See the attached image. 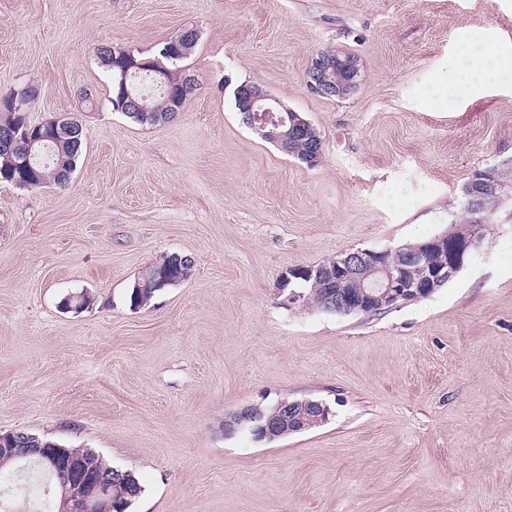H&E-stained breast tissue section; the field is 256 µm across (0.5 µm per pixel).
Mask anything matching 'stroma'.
<instances>
[{"mask_svg":"<svg viewBox=\"0 0 512 512\" xmlns=\"http://www.w3.org/2000/svg\"><path fill=\"white\" fill-rule=\"evenodd\" d=\"M192 27L178 118L113 111L100 46L152 56ZM512 56V0H0V93L80 119L69 186L0 183V432L128 469L132 512H512V199L430 296L377 315L290 309L286 268L447 231L475 173L512 169V75L428 93L463 46ZM358 57L346 98L307 85ZM261 86L319 132L313 166L242 121ZM90 89L92 103L79 97ZM190 277L142 307L163 256ZM91 303L65 308L67 296ZM314 399L321 425L227 434L250 405ZM359 76L358 57L319 52L309 66L307 84L322 97L344 98L356 88ZM190 259L191 258L186 255L171 253L163 257L159 262L149 266L145 271L147 279L141 276L138 283L132 289L130 294L131 306L138 308L144 306L154 297L156 292L186 281L190 277L192 270V262ZM161 264L167 265L171 278L161 288H156L154 275Z\"/></svg>","mask_w":512,"mask_h":512,"instance_id":"stroma-1","label":"stroma"}]
</instances>
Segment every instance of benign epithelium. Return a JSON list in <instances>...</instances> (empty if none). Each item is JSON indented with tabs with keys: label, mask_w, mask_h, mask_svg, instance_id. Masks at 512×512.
I'll return each instance as SVG.
<instances>
[{
	"label": "benign epithelium",
	"mask_w": 512,
	"mask_h": 512,
	"mask_svg": "<svg viewBox=\"0 0 512 512\" xmlns=\"http://www.w3.org/2000/svg\"><path fill=\"white\" fill-rule=\"evenodd\" d=\"M360 76L359 59L340 53L319 52L312 59L307 72L309 88L322 97L344 98L351 94ZM237 104L243 112V119L254 131L269 137L282 150H288V141L302 127L303 118L285 108L279 99L267 93L262 87L242 85L235 89ZM58 138L70 137L76 133L69 117H58L45 122ZM501 183L488 173L478 182L464 187V211L475 216L481 213V202L485 194L497 193ZM482 221H471L469 235L461 240H450L443 234L430 241L413 246L386 250L361 249L343 252L327 266L299 265L289 267L282 275L284 285L297 279H326L333 283H351L349 289H339L327 297L329 306L345 314L359 310L383 312L403 304L418 301L447 284L461 270L471 253L482 243ZM434 251L448 253V263L434 266L429 257ZM404 253V264L391 265L389 255ZM417 267L422 276L415 279L410 270ZM260 411L258 405H247L239 411L224 417V430L237 431L242 422ZM327 405L320 401L283 399L278 402L276 412L265 421L251 428L254 437L281 436L305 429L307 417L313 424L326 421ZM0 454H12L36 464L48 467L57 476L67 480L79 476L83 492L75 497L61 500L58 512H113L112 501L102 494L105 479L85 468L82 459L62 455L53 443H42L36 436L24 432L0 434Z\"/></svg>",
	"instance_id": "obj_1"
}]
</instances>
